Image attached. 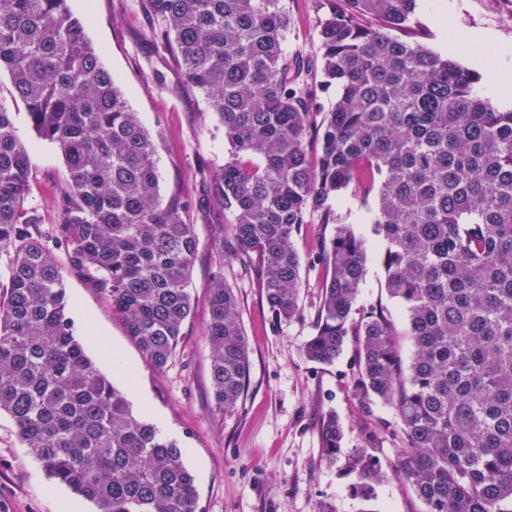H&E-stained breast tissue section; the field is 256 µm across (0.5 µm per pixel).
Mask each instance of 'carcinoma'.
Segmentation results:
<instances>
[{
    "instance_id": "obj_1",
    "label": "carcinoma",
    "mask_w": 512,
    "mask_h": 512,
    "mask_svg": "<svg viewBox=\"0 0 512 512\" xmlns=\"http://www.w3.org/2000/svg\"><path fill=\"white\" fill-rule=\"evenodd\" d=\"M329 2L320 59L305 60L283 49L285 0H142L231 145L218 172L200 170L197 203L202 212L214 198L234 216L212 237L204 336L214 403L235 410L250 373L224 262L255 276L272 315L290 321L301 313L295 239L314 218L333 224L319 246L326 273L305 359L332 365L357 337V394L393 410L394 472L426 512H512V111L476 93V69L392 35L417 0ZM86 25L68 0H0V70L66 169L53 236L63 265L31 231L42 218L26 206L28 151L0 107V247L14 253L0 286V415L50 479L100 512H199L178 442L133 411L69 314L65 267L111 303L163 371L193 313L199 250L191 202L161 198L154 142ZM317 70L341 88L328 112L308 82ZM351 186L374 200L371 233L402 332L382 307L352 317L368 240L330 206ZM320 436L336 458V414L322 417ZM377 450L372 436L345 461L364 501L382 477Z\"/></svg>"
}]
</instances>
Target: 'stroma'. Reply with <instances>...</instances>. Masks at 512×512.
<instances>
[{
  "instance_id": "obj_1",
  "label": "stroma",
  "mask_w": 512,
  "mask_h": 512,
  "mask_svg": "<svg viewBox=\"0 0 512 512\" xmlns=\"http://www.w3.org/2000/svg\"><path fill=\"white\" fill-rule=\"evenodd\" d=\"M290 25L284 49L306 58L319 53V21L326 0H286ZM71 11L88 21L86 35L100 51L129 106L155 142V162L162 197L196 193L199 165L216 168L228 158L224 128L206 99L187 89L171 51L154 33L159 28L140 0H68ZM480 35L472 52L453 49L455 39ZM399 38L417 41L462 66L479 69L478 94L496 110H512V97L495 93L485 72L499 51L512 66V0H417L412 21ZM0 106L12 112L16 134L27 148L31 167L27 207L43 218L38 230L51 237L54 204L65 178L58 148L38 137L23 105L16 102L7 73L0 72ZM199 253L189 291L194 313L167 369L156 371L130 339L111 304L85 279L65 273L66 294L75 334L89 356L127 395L134 410H147L161 434L177 440L184 462L196 478L201 512H316L327 502L334 512H424V504L408 485L392 477L400 447L391 432L397 420L380 402L362 405L355 390L356 339H349L341 357L330 366L308 363L302 347L312 335L324 268L318 244L334 226L306 225L295 247L300 258V317L273 319L256 278L225 266L224 279L240 301V318L250 352L247 391L237 408L220 413L213 402L210 350L204 336L207 295L213 270L211 235L219 224L233 223L231 213L212 204L206 222L197 211ZM381 246L370 241L366 277L355 312L383 306L396 325L403 314L384 287ZM334 412L343 429L341 457L325 459L318 432L321 416ZM379 431V458L385 477L375 486L376 498H356L341 461L364 447L371 431ZM93 503L53 483L21 444L13 420L0 415V512H95Z\"/></svg>"
}]
</instances>
